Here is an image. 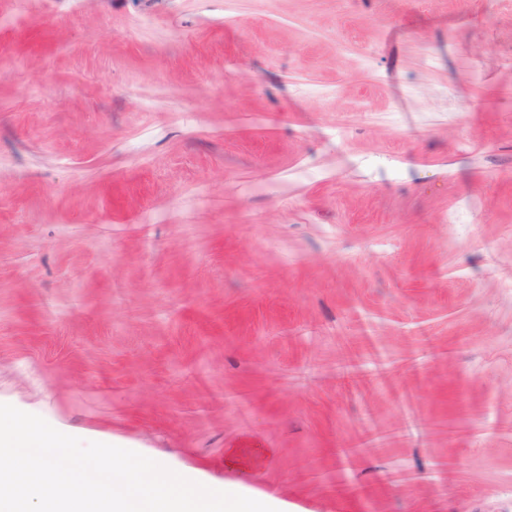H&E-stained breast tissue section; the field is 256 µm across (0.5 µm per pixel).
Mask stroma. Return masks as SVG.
Instances as JSON below:
<instances>
[{
	"mask_svg": "<svg viewBox=\"0 0 512 512\" xmlns=\"http://www.w3.org/2000/svg\"><path fill=\"white\" fill-rule=\"evenodd\" d=\"M0 403L280 512H512V0H0Z\"/></svg>",
	"mask_w": 512,
	"mask_h": 512,
	"instance_id": "stroma-1",
	"label": "stroma"
}]
</instances>
